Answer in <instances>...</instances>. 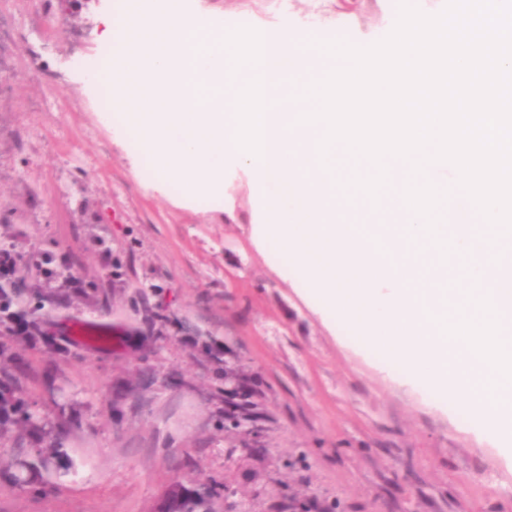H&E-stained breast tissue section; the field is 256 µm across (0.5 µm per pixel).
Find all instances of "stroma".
Masks as SVG:
<instances>
[{
  "instance_id": "stroma-1",
  "label": "stroma",
  "mask_w": 512,
  "mask_h": 512,
  "mask_svg": "<svg viewBox=\"0 0 512 512\" xmlns=\"http://www.w3.org/2000/svg\"><path fill=\"white\" fill-rule=\"evenodd\" d=\"M328 0H195L235 27L317 29ZM99 0H0L17 34L0 40V249L46 293L0 325V385L69 433L48 472L8 468L46 447L0 435V512H155L175 479L221 512H512V455L467 404L420 386L319 310L274 248L253 240L252 177L180 202L122 114L58 56L105 59ZM51 39L55 52L35 55ZM47 253L61 275L30 258ZM72 318L113 348L72 343ZM41 334H33L32 323Z\"/></svg>"
}]
</instances>
